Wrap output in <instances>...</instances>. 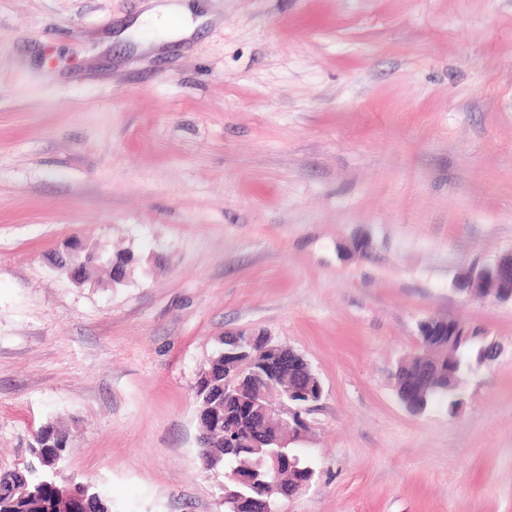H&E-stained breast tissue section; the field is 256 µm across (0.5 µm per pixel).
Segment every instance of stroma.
<instances>
[{"label": "stroma", "mask_w": 512, "mask_h": 512, "mask_svg": "<svg viewBox=\"0 0 512 512\" xmlns=\"http://www.w3.org/2000/svg\"><path fill=\"white\" fill-rule=\"evenodd\" d=\"M170 2L0 0V469L58 423L112 512H224L194 388L248 331L324 386L282 512H512V303L455 287L512 252V0ZM427 318L495 350L454 416L396 396ZM189 17V10L186 4L173 7H157L144 14L142 19L157 25H168L173 18L184 21Z\"/></svg>", "instance_id": "obj_1"}]
</instances>
